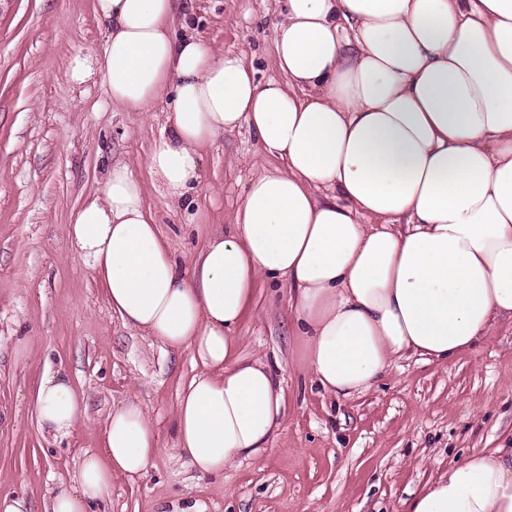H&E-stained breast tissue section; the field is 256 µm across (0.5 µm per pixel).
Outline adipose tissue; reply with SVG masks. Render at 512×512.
Returning a JSON list of instances; mask_svg holds the SVG:
<instances>
[{"mask_svg":"<svg viewBox=\"0 0 512 512\" xmlns=\"http://www.w3.org/2000/svg\"><path fill=\"white\" fill-rule=\"evenodd\" d=\"M279 78L194 32L182 0H95L98 57L70 58L74 83L100 75L113 106L167 98L147 154L171 205L200 179L203 151L245 126L283 165L262 169L230 224L189 267L162 241L144 187L112 163L69 228L125 326L201 367L180 394L175 449L204 475L264 452L282 426L276 365L234 334L260 280L288 285L303 363L321 390H370L399 358L446 362L512 322V0H278ZM84 406L45 373L34 399L45 435ZM146 408H113L103 448L46 512H92L112 478L161 452ZM399 512H512V448L449 464Z\"/></svg>","mask_w":512,"mask_h":512,"instance_id":"adipose-tissue-1","label":"adipose tissue"}]
</instances>
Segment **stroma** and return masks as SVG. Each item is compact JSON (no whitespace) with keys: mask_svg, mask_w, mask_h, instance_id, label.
Masks as SVG:
<instances>
[{"mask_svg":"<svg viewBox=\"0 0 512 512\" xmlns=\"http://www.w3.org/2000/svg\"><path fill=\"white\" fill-rule=\"evenodd\" d=\"M277 0H197L189 23L214 46L242 53L258 80L275 76ZM104 31L93 0H0V494L44 512L101 446L113 406L143 404L164 449L142 475L112 479L94 512H397L448 464L512 439V324L447 363L396 360L370 391L321 395L301 360L288 286L260 288L236 329L241 351L282 364L283 427L260 457L198 473L172 452L173 412L194 374L190 352L124 326L67 244L69 224L105 167L127 164L146 185L145 207L171 251L194 257L243 203L252 161L276 165L242 127L205 151L190 195L210 217L191 224L151 187L145 164L166 102L113 107L100 78L73 83L69 58L96 54ZM58 371L85 407L70 434L43 435L33 394Z\"/></svg>","mask_w":512,"mask_h":512,"instance_id":"stroma-1","label":"stroma"}]
</instances>
